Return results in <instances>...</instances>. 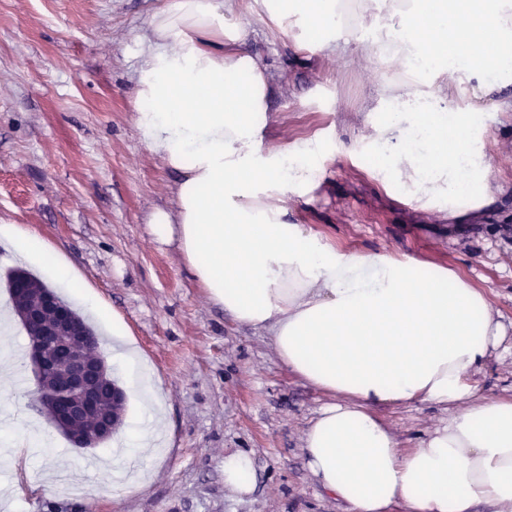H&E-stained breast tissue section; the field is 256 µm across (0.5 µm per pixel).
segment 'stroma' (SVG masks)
I'll return each instance as SVG.
<instances>
[{"mask_svg":"<svg viewBox=\"0 0 512 512\" xmlns=\"http://www.w3.org/2000/svg\"><path fill=\"white\" fill-rule=\"evenodd\" d=\"M166 0H0V225L13 224L59 253L77 275L53 290L96 329L113 378L128 393L112 440L81 452L35 408L28 338L0 320V512H347L307 467L303 439L327 403L293 376L266 331L236 323L210 301L177 241L152 232L170 206L171 174L141 141L135 89L151 16ZM231 18L271 80L264 144L317 135L326 146L321 186L295 201L289 220L336 249L391 254L450 267L485 290L512 341V112L489 110L490 204L458 222L430 218L419 202L386 192L356 147L376 119L379 77L393 66L335 61L292 37L289 21L233 0ZM117 318L152 368L162 403L160 459L123 492L118 470L147 419L136 371L83 302ZM401 447L440 426L431 403L381 407ZM252 454L256 485L224 484V455Z\"/></svg>","mask_w":512,"mask_h":512,"instance_id":"stroma-1","label":"stroma"}]
</instances>
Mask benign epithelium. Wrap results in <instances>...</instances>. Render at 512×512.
I'll use <instances>...</instances> for the list:
<instances>
[{"mask_svg":"<svg viewBox=\"0 0 512 512\" xmlns=\"http://www.w3.org/2000/svg\"><path fill=\"white\" fill-rule=\"evenodd\" d=\"M22 320L31 346L39 410L76 449L109 441L118 422L103 404L101 385L111 377L96 337L50 288ZM60 343L74 349V355L63 368V383L48 389L42 379L54 367L53 348Z\"/></svg>","mask_w":512,"mask_h":512,"instance_id":"benign-epithelium-1","label":"benign epithelium"}]
</instances>
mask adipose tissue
I'll list each match as a JSON object with an SVG mask.
<instances>
[{
  "instance_id": "adipose-tissue-1",
  "label": "adipose tissue",
  "mask_w": 512,
  "mask_h": 512,
  "mask_svg": "<svg viewBox=\"0 0 512 512\" xmlns=\"http://www.w3.org/2000/svg\"><path fill=\"white\" fill-rule=\"evenodd\" d=\"M272 19L296 16L359 60L402 73L382 82L380 120L357 144L383 188L458 219L492 199L486 101L512 112V0L479 12L445 0H261ZM224 0H167L141 54L136 126L178 179L152 232L177 238L209 299L234 321L267 330L283 365L329 395L303 452L323 490L350 512H512V397L479 395L476 377L503 340L485 292L456 271L391 255L336 250L288 221L294 197L318 187L321 145L264 147L270 93L245 30L226 25ZM422 15L427 25L412 26ZM370 27V38L359 37ZM459 41L434 53L433 33ZM0 239L60 282L69 267L15 225ZM429 402L441 426L400 448L377 407Z\"/></svg>"
}]
</instances>
